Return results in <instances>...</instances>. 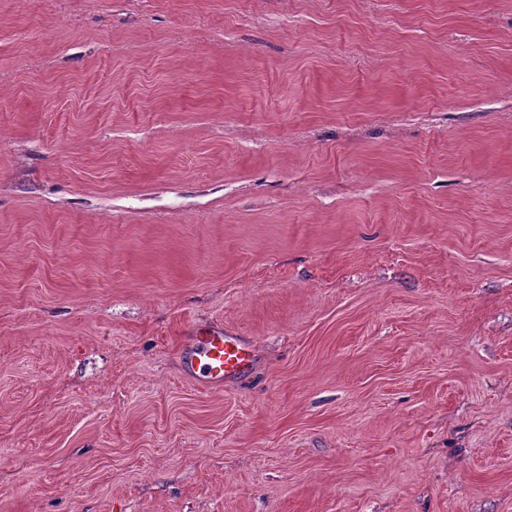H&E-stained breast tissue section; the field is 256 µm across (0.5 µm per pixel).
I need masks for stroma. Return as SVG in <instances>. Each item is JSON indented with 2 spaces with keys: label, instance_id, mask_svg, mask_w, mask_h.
<instances>
[{
  "label": "stroma",
  "instance_id": "stroma-1",
  "mask_svg": "<svg viewBox=\"0 0 512 512\" xmlns=\"http://www.w3.org/2000/svg\"><path fill=\"white\" fill-rule=\"evenodd\" d=\"M0 512H512V0H0ZM255 361L251 344L224 327L196 328L183 355L185 373L208 388H222L224 383L243 376Z\"/></svg>",
  "mask_w": 512,
  "mask_h": 512
}]
</instances>
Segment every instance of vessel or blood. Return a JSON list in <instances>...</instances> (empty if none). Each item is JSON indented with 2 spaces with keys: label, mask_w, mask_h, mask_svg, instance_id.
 I'll return each mask as SVG.
<instances>
[{
  "label": "vessel or blood",
  "mask_w": 512,
  "mask_h": 512,
  "mask_svg": "<svg viewBox=\"0 0 512 512\" xmlns=\"http://www.w3.org/2000/svg\"><path fill=\"white\" fill-rule=\"evenodd\" d=\"M255 361L251 344L233 331L221 327L198 328L183 355L188 376H200L208 388L243 376Z\"/></svg>",
  "instance_id": "vessel-or-blood-1"
}]
</instances>
